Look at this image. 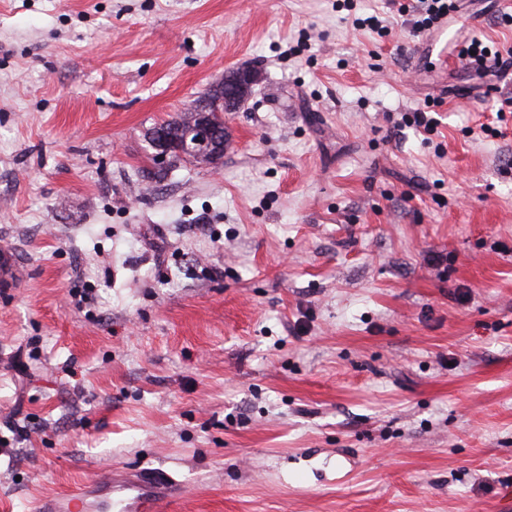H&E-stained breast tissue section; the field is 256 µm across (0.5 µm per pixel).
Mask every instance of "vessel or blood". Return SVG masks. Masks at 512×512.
Instances as JSON below:
<instances>
[{"mask_svg":"<svg viewBox=\"0 0 512 512\" xmlns=\"http://www.w3.org/2000/svg\"><path fill=\"white\" fill-rule=\"evenodd\" d=\"M181 496L166 474L121 467L67 493L41 496L36 512H171Z\"/></svg>","mask_w":512,"mask_h":512,"instance_id":"b4317fda","label":"vessel or blood"}]
</instances>
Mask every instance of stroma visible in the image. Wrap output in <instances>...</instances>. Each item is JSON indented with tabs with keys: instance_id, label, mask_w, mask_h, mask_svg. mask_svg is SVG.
<instances>
[{
	"instance_id": "1",
	"label": "stroma",
	"mask_w": 512,
	"mask_h": 512,
	"mask_svg": "<svg viewBox=\"0 0 512 512\" xmlns=\"http://www.w3.org/2000/svg\"><path fill=\"white\" fill-rule=\"evenodd\" d=\"M418 41L388 0H0V512L131 465L177 512H512V66ZM233 68L220 162L153 167ZM430 108V102H427L423 108H417L413 112H411L409 115H406L405 118V125H414L416 128H421L423 132L431 134L434 132L438 120L433 114H436L433 112V110H429Z\"/></svg>"
}]
</instances>
